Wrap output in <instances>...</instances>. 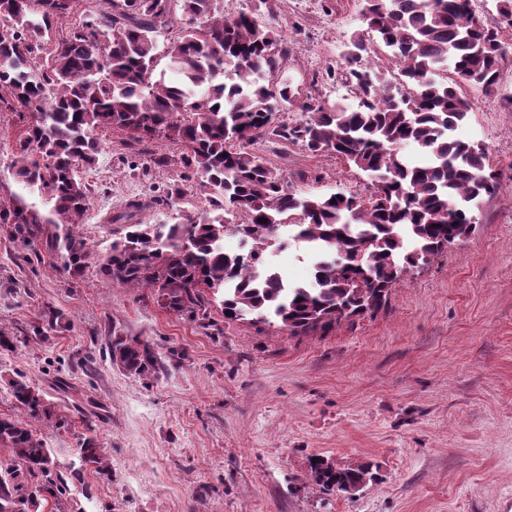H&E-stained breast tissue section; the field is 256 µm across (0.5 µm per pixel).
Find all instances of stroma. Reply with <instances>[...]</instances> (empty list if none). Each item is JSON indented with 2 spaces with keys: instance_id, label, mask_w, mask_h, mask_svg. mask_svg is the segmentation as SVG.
Returning <instances> with one entry per match:
<instances>
[{
  "instance_id": "35a3bbf8",
  "label": "stroma",
  "mask_w": 512,
  "mask_h": 512,
  "mask_svg": "<svg viewBox=\"0 0 512 512\" xmlns=\"http://www.w3.org/2000/svg\"><path fill=\"white\" fill-rule=\"evenodd\" d=\"M363 0H278L260 14L288 44L282 74L300 95L337 100L327 79ZM470 106L457 137L482 144L501 188L472 212L475 232L404 276L377 314L328 334L293 336L279 325L225 321L211 327L159 307L151 289L120 286L89 265L70 277L44 223L32 247L0 231V416L28 420L67 480L44 512H512V61L494 92L466 85ZM22 123L0 112V200L46 218L44 196L15 174ZM85 170L92 186L79 232L96 250L124 234L108 214L132 200L141 217L175 224L198 216L205 194L184 184L175 203L151 199L177 180L180 147L151 166L117 130ZM253 149L306 196L364 193L367 178L329 152L264 138ZM268 259L286 283L313 278L314 256L284 233ZM64 328L31 337L49 311ZM146 342L159 367L141 378L113 364L114 336ZM23 374L41 390L50 418L13 407L6 380ZM98 440L111 476L82 464L83 437ZM321 457L338 467L368 462L376 481L352 495L309 479Z\"/></svg>"
}]
</instances>
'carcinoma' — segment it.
<instances>
[{"label":"carcinoma","instance_id":"cac0c4a2","mask_svg":"<svg viewBox=\"0 0 512 512\" xmlns=\"http://www.w3.org/2000/svg\"><path fill=\"white\" fill-rule=\"evenodd\" d=\"M75 2L0 0V21L9 22L0 34V111L24 123L17 175L38 186L67 224L48 248L71 276L95 260L112 282L150 288L160 307L193 319H207L216 304L226 320L247 313L295 336L326 334L383 309L402 276L471 235L473 208L500 187L485 147L453 132L470 111L462 86L493 92L512 49L460 0H365L366 29L352 36L342 66L326 70L357 105L304 103L312 116L295 124L277 121L297 101L298 90L278 79L288 45L255 18L262 8L274 13L276 0H255L236 13L217 7L220 0H179L186 25L169 42L165 70L156 38L169 27L172 0H109L111 11L56 37ZM377 44L399 66L398 83L365 65ZM111 128L131 146L157 137L180 144L181 179L198 182L208 208L185 223L149 224L137 218L144 205L132 202L109 218L126 224V233L99 254L71 221L85 211L82 171L101 153L97 133ZM265 137L335 154L371 179V196L293 192L250 150ZM411 143L422 149L417 161L401 153ZM38 223L37 214L0 202V225L11 239L35 241ZM290 226L300 241L339 253L315 263L309 286H290L263 266L264 253ZM231 227L246 237L247 251L224 252ZM112 361L139 377L157 367L148 344L119 337ZM8 386L16 407L50 416L24 376ZM2 450L17 466L0 473V512H38L45 494L66 490L63 475L51 478V451L28 423L0 417ZM78 452L98 473L111 472L96 439L83 440ZM310 477L353 495L375 473L369 464L338 468L318 457Z\"/></svg>","mask_w":512,"mask_h":512}]
</instances>
